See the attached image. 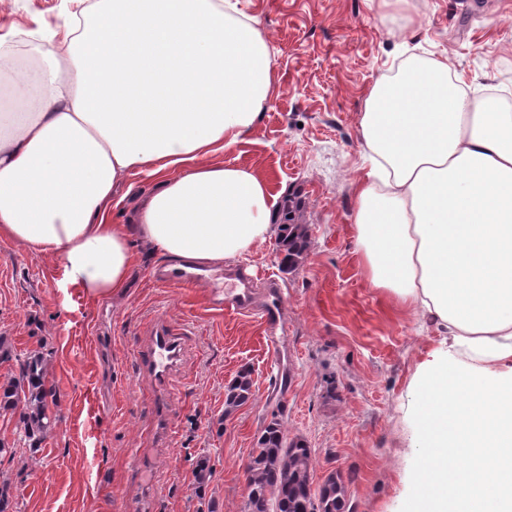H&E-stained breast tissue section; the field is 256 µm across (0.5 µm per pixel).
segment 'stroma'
<instances>
[{"label": "stroma", "instance_id": "obj_1", "mask_svg": "<svg viewBox=\"0 0 512 512\" xmlns=\"http://www.w3.org/2000/svg\"><path fill=\"white\" fill-rule=\"evenodd\" d=\"M268 36L280 79L252 133L223 160L298 197L313 245L292 271L276 238L239 267L279 282L288 329L280 353L254 317L214 307L204 285L163 283L157 258L125 296L65 287L52 257L0 239V390L19 362L49 361L53 430L38 453L20 442L21 407L0 409V487L8 512H243L246 464L272 418L315 455L313 488L350 477L353 512H414L408 475L422 463L410 384L437 333L411 306L371 287L353 239L354 178L368 171L359 114L370 86L410 56L447 59L471 98L512 110V0H235ZM72 0H0V37L59 27ZM185 340L170 382L173 431L156 434L155 388L138 364L157 318ZM249 366L254 395L224 413L227 384Z\"/></svg>", "mask_w": 512, "mask_h": 512}]
</instances>
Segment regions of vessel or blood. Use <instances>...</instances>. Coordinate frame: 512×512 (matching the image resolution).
<instances>
[{
  "label": "vessel or blood",
  "mask_w": 512,
  "mask_h": 512,
  "mask_svg": "<svg viewBox=\"0 0 512 512\" xmlns=\"http://www.w3.org/2000/svg\"><path fill=\"white\" fill-rule=\"evenodd\" d=\"M210 296L216 306L255 316L262 324L274 326L279 321L280 291L270 290L265 295H258L251 276L245 270L236 272L231 287L211 289ZM181 356L180 336L166 321H157L153 337L147 349L140 355L139 363L142 371L159 386L152 410L163 430L167 432L172 429V421L167 410L169 381Z\"/></svg>",
  "instance_id": "vessel-or-blood-1"
}]
</instances>
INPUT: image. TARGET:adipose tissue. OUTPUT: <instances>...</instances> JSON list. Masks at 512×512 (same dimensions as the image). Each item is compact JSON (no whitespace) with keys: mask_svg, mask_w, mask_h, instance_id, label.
Wrapping results in <instances>:
<instances>
[{"mask_svg":"<svg viewBox=\"0 0 512 512\" xmlns=\"http://www.w3.org/2000/svg\"><path fill=\"white\" fill-rule=\"evenodd\" d=\"M8 62L23 109L0 119V236L55 258L94 299L150 257L216 265L266 241V176L218 162L267 108L279 73L233 0H96L84 28L38 34ZM373 170L352 223L368 281L439 335L411 384L425 455L420 512H512V112L470 98L444 59L378 79L360 116ZM152 187L126 223L112 200ZM142 250H135L134 242Z\"/></svg>","mask_w":512,"mask_h":512,"instance_id":"ef3b65f1","label":"adipose tissue"}]
</instances>
